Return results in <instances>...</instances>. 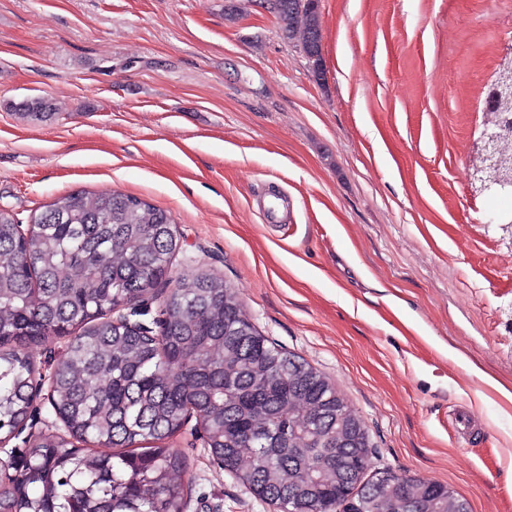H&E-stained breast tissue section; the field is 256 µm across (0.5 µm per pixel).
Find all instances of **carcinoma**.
Masks as SVG:
<instances>
[{"mask_svg": "<svg viewBox=\"0 0 512 512\" xmlns=\"http://www.w3.org/2000/svg\"><path fill=\"white\" fill-rule=\"evenodd\" d=\"M322 75L319 0H277ZM9 108L52 118L44 98ZM171 215L119 192L55 198L22 231L0 209V440L34 411L29 352L66 340L49 378L65 433L32 441L4 476L0 512H184L186 456L168 440L193 416L203 448L260 501L292 512H470L448 486L375 468L360 416L325 374L264 336L224 279L173 278ZM162 302L158 331L112 316Z\"/></svg>", "mask_w": 512, "mask_h": 512, "instance_id": "carcinoma-1", "label": "carcinoma"}]
</instances>
